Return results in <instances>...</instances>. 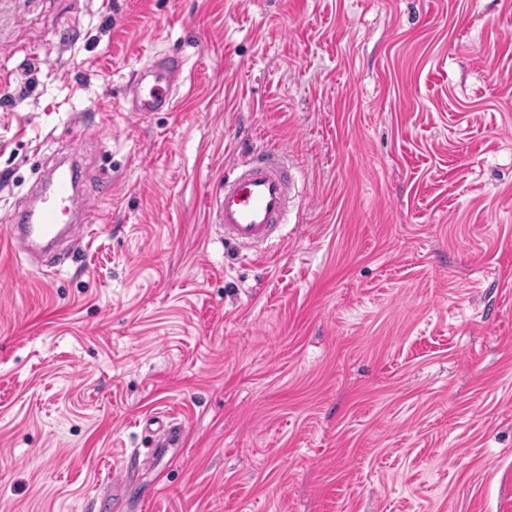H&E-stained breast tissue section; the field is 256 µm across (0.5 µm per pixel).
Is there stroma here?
<instances>
[{
  "label": "stroma",
  "mask_w": 512,
  "mask_h": 512,
  "mask_svg": "<svg viewBox=\"0 0 512 512\" xmlns=\"http://www.w3.org/2000/svg\"><path fill=\"white\" fill-rule=\"evenodd\" d=\"M0 70V512H512V0H0ZM267 148L239 254L206 195ZM72 154L90 249L15 258ZM182 60L169 55L158 59L151 68L140 71L131 84L129 112H157L172 103L171 89L180 73ZM232 167V175L224 174L207 198L224 242L245 254L270 250L284 240L281 228L296 187L290 166L278 154L259 151Z\"/></svg>",
  "instance_id": "stroma-1"
}]
</instances>
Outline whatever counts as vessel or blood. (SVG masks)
I'll list each match as a JSON object with an SVG mask.
<instances>
[{
  "mask_svg": "<svg viewBox=\"0 0 512 512\" xmlns=\"http://www.w3.org/2000/svg\"><path fill=\"white\" fill-rule=\"evenodd\" d=\"M182 68L175 55L158 59L140 71L131 84L129 105L134 112H156L172 103L171 89ZM295 179L288 163L277 154L260 151L231 174L216 182L207 198L226 243L253 253L282 242ZM74 192L72 170H60L38 202L19 211L9 226V240L17 254L44 255L63 232L61 219L69 213Z\"/></svg>",
  "mask_w": 512,
  "mask_h": 512,
  "instance_id": "b4317fda",
  "label": "vessel or blood"
}]
</instances>
